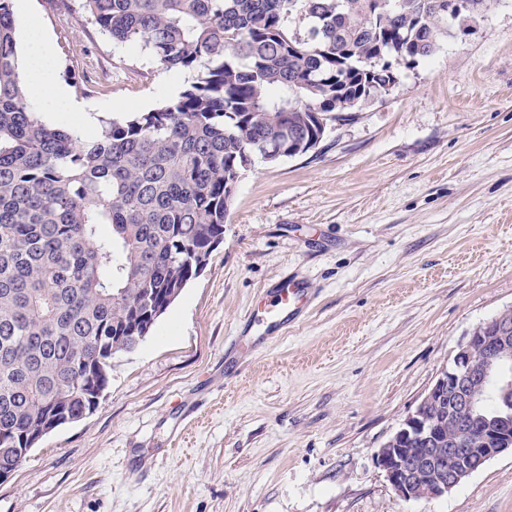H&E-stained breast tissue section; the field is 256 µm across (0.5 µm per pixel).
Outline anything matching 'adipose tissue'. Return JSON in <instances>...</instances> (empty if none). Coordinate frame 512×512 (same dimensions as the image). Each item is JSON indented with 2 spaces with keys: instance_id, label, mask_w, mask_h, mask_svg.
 Here are the masks:
<instances>
[{
  "instance_id": "obj_1",
  "label": "adipose tissue",
  "mask_w": 512,
  "mask_h": 512,
  "mask_svg": "<svg viewBox=\"0 0 512 512\" xmlns=\"http://www.w3.org/2000/svg\"><path fill=\"white\" fill-rule=\"evenodd\" d=\"M55 51L38 24H30L26 33L25 79L33 103L43 112L77 111L64 84L55 77Z\"/></svg>"
}]
</instances>
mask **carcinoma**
<instances>
[{
  "instance_id": "cac0c4a2",
  "label": "carcinoma",
  "mask_w": 512,
  "mask_h": 512,
  "mask_svg": "<svg viewBox=\"0 0 512 512\" xmlns=\"http://www.w3.org/2000/svg\"><path fill=\"white\" fill-rule=\"evenodd\" d=\"M463 0H82L116 45L191 75L175 100L86 139L28 101L0 0V468L32 433L92 413L112 355L149 333L224 240L260 156L303 155L341 99L389 91ZM302 13L301 34L287 20Z\"/></svg>"
}]
</instances>
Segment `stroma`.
Returning <instances> with one entry per match:
<instances>
[{"label": "stroma", "instance_id": "35a3bbf8", "mask_svg": "<svg viewBox=\"0 0 512 512\" xmlns=\"http://www.w3.org/2000/svg\"><path fill=\"white\" fill-rule=\"evenodd\" d=\"M56 77L104 118L176 99L188 76L112 43L79 0H13ZM316 295L224 365L283 277ZM512 306V0L400 67L305 155L254 160L224 241L149 336L112 358L93 413L0 484V512H512V454L451 494L401 499L375 455L462 337Z\"/></svg>", "mask_w": 512, "mask_h": 512}]
</instances>
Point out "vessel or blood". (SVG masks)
Here are the masks:
<instances>
[{
    "label": "vessel or blood",
    "instance_id": "1",
    "mask_svg": "<svg viewBox=\"0 0 512 512\" xmlns=\"http://www.w3.org/2000/svg\"><path fill=\"white\" fill-rule=\"evenodd\" d=\"M309 297L310 289L304 282L288 277L280 279L271 299L251 320L253 333L247 348L257 347L265 336L293 323L303 314Z\"/></svg>",
    "mask_w": 512,
    "mask_h": 512
}]
</instances>
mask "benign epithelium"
Masks as SVG:
<instances>
[{
    "label": "benign epithelium",
    "instance_id": "1",
    "mask_svg": "<svg viewBox=\"0 0 512 512\" xmlns=\"http://www.w3.org/2000/svg\"><path fill=\"white\" fill-rule=\"evenodd\" d=\"M512 308L470 330L457 352L415 410L383 445L376 464L395 493L406 501L440 498L475 473L473 463L512 453V428H489L486 403L492 384L512 398Z\"/></svg>",
    "mask_w": 512,
    "mask_h": 512
}]
</instances>
